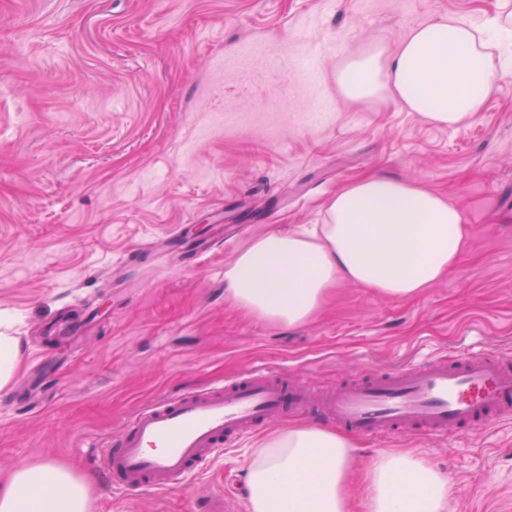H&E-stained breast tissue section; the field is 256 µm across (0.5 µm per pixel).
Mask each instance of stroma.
Returning <instances> with one entry per match:
<instances>
[{"label": "stroma", "mask_w": 512, "mask_h": 512, "mask_svg": "<svg viewBox=\"0 0 512 512\" xmlns=\"http://www.w3.org/2000/svg\"><path fill=\"white\" fill-rule=\"evenodd\" d=\"M497 0H0V317L21 354L0 394V480L47 461L91 483V512H248L246 460L277 418L190 486L113 494L99 441L152 400L265 363L331 388L463 348L512 352V75L467 126L336 74L442 16ZM369 173L417 181L470 219L460 264L414 300L347 284L306 325L224 295L255 236L322 224ZM415 448L454 486L448 512H512V422L447 440L359 438L354 468Z\"/></svg>", "instance_id": "1"}]
</instances>
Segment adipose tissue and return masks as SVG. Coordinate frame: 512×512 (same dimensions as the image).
I'll return each mask as SVG.
<instances>
[{"mask_svg": "<svg viewBox=\"0 0 512 512\" xmlns=\"http://www.w3.org/2000/svg\"><path fill=\"white\" fill-rule=\"evenodd\" d=\"M498 16L477 27L444 17L414 28L393 54L376 51L337 75L353 99L390 94L451 127L483 109L501 77L490 61ZM326 223L250 240L224 268V293L263 321L294 328L322 307L331 288L357 284L412 300L456 267L468 248L465 213L420 183L369 175L336 192ZM353 437L294 424L257 441L246 465L249 512H448L452 484L408 450L378 452L354 485ZM88 482L43 462L13 467L0 482V512H90Z\"/></svg>", "mask_w": 512, "mask_h": 512, "instance_id": "obj_1", "label": "adipose tissue"}]
</instances>
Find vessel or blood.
<instances>
[{"label":"vessel or blood","instance_id":"vessel-or-blood-1","mask_svg":"<svg viewBox=\"0 0 512 512\" xmlns=\"http://www.w3.org/2000/svg\"><path fill=\"white\" fill-rule=\"evenodd\" d=\"M322 415L376 439L421 432L436 438L485 431L512 418V354L463 350L387 371L368 369L326 391L258 365L241 376L138 408L93 464L117 494L185 485L224 449L270 420Z\"/></svg>","mask_w":512,"mask_h":512}]
</instances>
